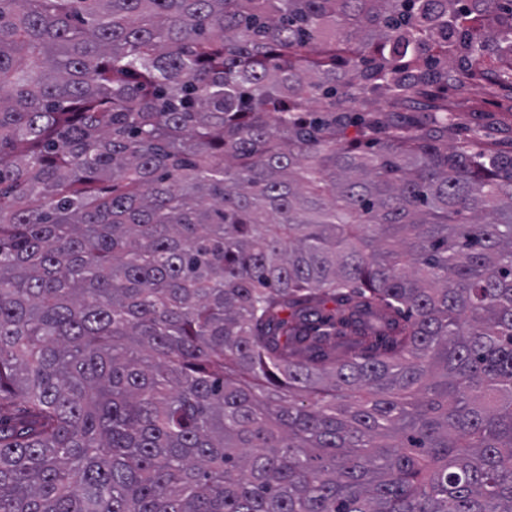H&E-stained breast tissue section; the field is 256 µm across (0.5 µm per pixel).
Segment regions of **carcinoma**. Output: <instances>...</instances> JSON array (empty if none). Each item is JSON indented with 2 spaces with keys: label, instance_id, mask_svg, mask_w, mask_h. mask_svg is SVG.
Masks as SVG:
<instances>
[{
  "label": "carcinoma",
  "instance_id": "cac0c4a2",
  "mask_svg": "<svg viewBox=\"0 0 512 512\" xmlns=\"http://www.w3.org/2000/svg\"><path fill=\"white\" fill-rule=\"evenodd\" d=\"M490 50L512 0H0V512H512ZM486 76L472 82L464 91L448 92L453 103L451 125L448 127V146L478 142L497 152L512 155V99L490 94L496 62L487 57Z\"/></svg>",
  "mask_w": 512,
  "mask_h": 512
}]
</instances>
